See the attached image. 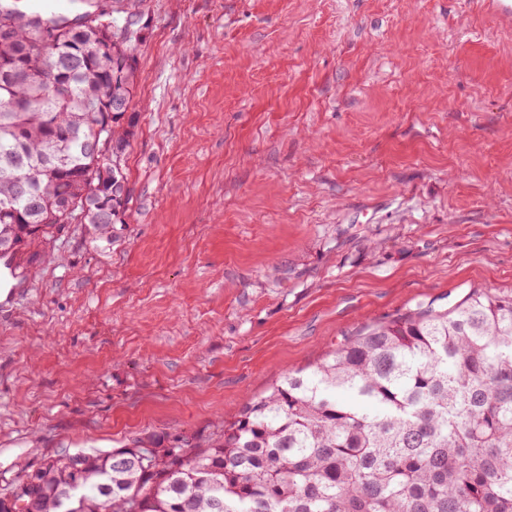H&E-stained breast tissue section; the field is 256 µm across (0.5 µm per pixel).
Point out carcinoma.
Returning <instances> with one entry per match:
<instances>
[{"instance_id": "cac0c4a2", "label": "carcinoma", "mask_w": 512, "mask_h": 512, "mask_svg": "<svg viewBox=\"0 0 512 512\" xmlns=\"http://www.w3.org/2000/svg\"><path fill=\"white\" fill-rule=\"evenodd\" d=\"M94 28L0 8V243L35 248L128 202L137 14ZM109 133L112 158L97 137ZM42 462L0 512H512V296L374 322L221 430Z\"/></svg>"}]
</instances>
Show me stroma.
<instances>
[{
	"instance_id": "obj_1",
	"label": "stroma",
	"mask_w": 512,
	"mask_h": 512,
	"mask_svg": "<svg viewBox=\"0 0 512 512\" xmlns=\"http://www.w3.org/2000/svg\"><path fill=\"white\" fill-rule=\"evenodd\" d=\"M129 201L0 308V489L207 438L365 324L512 293V24L476 0H138Z\"/></svg>"
}]
</instances>
